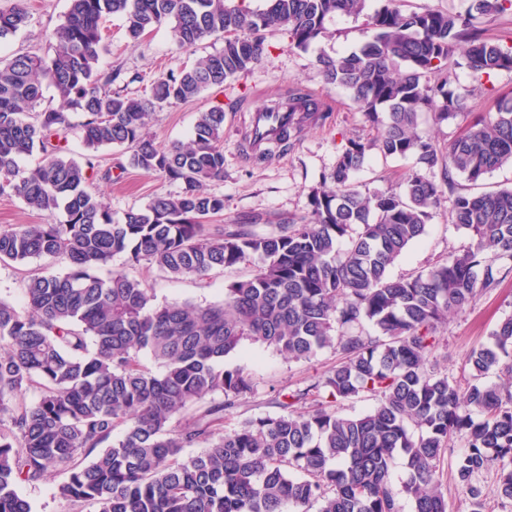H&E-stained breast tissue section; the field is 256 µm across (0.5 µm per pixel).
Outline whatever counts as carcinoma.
I'll return each instance as SVG.
<instances>
[{"mask_svg": "<svg viewBox=\"0 0 512 512\" xmlns=\"http://www.w3.org/2000/svg\"><path fill=\"white\" fill-rule=\"evenodd\" d=\"M227 2L69 0L63 23L46 33L52 52L0 63V192L52 217L1 227L0 261L67 264L62 274L27 280L24 309L0 299V512H32L17 485L51 473L66 477L63 498L93 512H401L390 479L398 460L415 512H448L439 464L455 439L466 443L456 479L471 512H486L477 477L491 467L499 497L512 501V315L468 355L466 387L428 364L448 315L512 274V188L472 194L453 178L477 186L512 166V97L445 152L419 130L422 112L444 122L465 107L448 77L432 75L452 65L512 72V35L490 39L481 28L484 17L512 11V0H473L464 13L407 12L400 0H384L368 16L372 36L359 49L321 55L325 82L343 89L378 132L347 141L334 187L311 191L306 216L263 230L259 215L205 223L224 212V197L205 190L224 178L223 105L199 112L191 138L168 148L148 132L150 119L261 62L265 30L282 28L290 47L306 50L327 36L328 18L358 16L366 0H265L256 11ZM112 15L133 41L169 25L180 49L210 37L224 46L135 96L117 84L122 67L99 65L108 52L102 23ZM28 19L25 0L0 7V40ZM46 85L83 113L89 151L124 146L129 165L177 190L114 218L92 187L94 157H66L68 114L35 111ZM311 101L295 86L273 104L300 119L259 157L288 150L306 125L326 119ZM373 150L415 157L404 191L355 186ZM35 152V165L19 169L18 159ZM438 165L455 194L451 221L471 245L426 273L393 279L388 268L423 236L441 203L444 185L426 176ZM118 254L172 278L260 264L228 284L221 303L157 304L123 268L100 276ZM245 340L290 361L331 349L336 363L303 389L276 392L280 412L223 432L224 416L254 390L249 372L222 366ZM142 352L158 370L142 366ZM494 372L502 382H486ZM30 391L36 397L28 401ZM364 395L375 400L367 412L336 411V403ZM207 397L209 405L172 426ZM194 447L203 452L182 456Z\"/></svg>", "mask_w": 512, "mask_h": 512, "instance_id": "cac0c4a2", "label": "carcinoma"}]
</instances>
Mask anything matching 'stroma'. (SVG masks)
<instances>
[{
	"label": "stroma",
	"instance_id": "stroma-1",
	"mask_svg": "<svg viewBox=\"0 0 512 512\" xmlns=\"http://www.w3.org/2000/svg\"><path fill=\"white\" fill-rule=\"evenodd\" d=\"M30 11L28 26L16 35L0 42V57L16 53H45L48 44L44 34L59 25L68 7V0H27ZM381 0H366L365 12L356 17H337L327 21L329 38L315 42L308 50L290 48L284 30H268L264 36L269 47L267 58L250 71L227 81L223 90H211L199 98L176 103L155 113L149 128L156 142L168 146L187 140L200 111L223 104L224 118V177L208 182L209 193L223 197L224 212L218 221L236 223L247 214H259L273 224L299 218L309 210V194L330 177L336 159L348 139L374 135L375 128L363 113L355 110L346 92L326 84L318 70L320 54L341 55L359 48L371 35L367 16L378 8ZM111 51L102 55L101 68L123 66L129 73L140 74V82L133 91L146 94L159 75L188 65L196 57L221 49L222 44L211 38L202 40L189 51L178 50L169 28H161L145 35L139 42H131L125 34L120 17L107 18L103 24ZM451 77L465 98V111L456 118L435 123L431 113H424L421 127L427 130L440 147H447L468 122L472 112L493 111L498 98L512 95V72H500L491 77H479L462 67L455 68ZM301 86L323 102L328 113L325 121L309 125L287 153L260 160L245 153L242 142L248 131L252 113L264 110L289 87ZM128 152L115 146L100 150V168L123 166L119 177L105 181L95 179L110 203L114 217H122L131 208L145 206L151 198L173 191L174 186L164 178L129 167ZM415 165L414 158H383L371 153L366 165L354 177L360 190H403V177ZM451 199H444L434 210L424 235L411 244L390 267L391 277H406L434 268L448 254L467 249L471 240L450 220ZM113 267L128 268L130 274L150 288L157 303L192 301L207 305L222 301L224 288L232 281L252 273V266L217 269L204 276L168 277L147 264L128 266L126 255H116ZM512 315V275L504 278L497 288L482 293L464 311L449 317L439 329L438 347L429 358L430 364L448 373L459 382H467L470 369L467 357L472 348L488 341L492 330ZM336 361L328 350L318 352L311 360L291 362L277 351L264 345L244 342L224 360L225 368H246L255 388L244 395L235 414L224 421L225 429H233L243 420L275 412L272 398L276 390L305 387L310 381L329 369ZM65 477L47 476L31 486L19 484L18 491L32 504V512H88L87 508L62 498L59 487Z\"/></svg>",
	"mask_w": 512,
	"mask_h": 512
}]
</instances>
